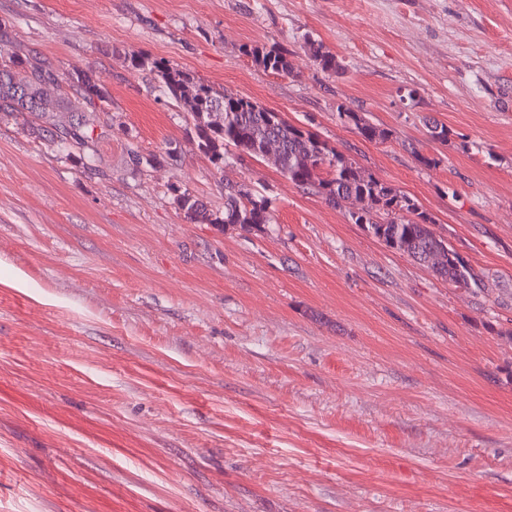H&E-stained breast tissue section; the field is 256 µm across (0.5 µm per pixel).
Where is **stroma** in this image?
I'll use <instances>...</instances> for the list:
<instances>
[{"label": "stroma", "mask_w": 512, "mask_h": 512, "mask_svg": "<svg viewBox=\"0 0 512 512\" xmlns=\"http://www.w3.org/2000/svg\"><path fill=\"white\" fill-rule=\"evenodd\" d=\"M0 23L10 51L110 95L93 173L0 120V512H512V0H0ZM133 53L351 155L483 288L268 161L216 168ZM340 103L389 139L341 125ZM229 181L272 198L265 232L174 202L223 211ZM303 50L308 58L324 72L330 75L341 74L342 65L337 60L336 55L328 51L322 42L308 38L304 42ZM242 52L244 55L251 57L252 61L262 67L264 71L278 76L290 77L295 75L294 63L288 57V52L286 51L275 49L267 51L244 45Z\"/></svg>", "instance_id": "stroma-1"}]
</instances>
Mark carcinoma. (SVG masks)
I'll return each mask as SVG.
<instances>
[{"label": "carcinoma", "instance_id": "cac0c4a2", "mask_svg": "<svg viewBox=\"0 0 512 512\" xmlns=\"http://www.w3.org/2000/svg\"><path fill=\"white\" fill-rule=\"evenodd\" d=\"M9 43L8 31L0 30V116L28 113L38 136L49 147L67 159L77 153L84 169L96 170L92 145L99 134L106 133L96 121V114L104 111L103 105L109 101L106 91L90 72L75 67L68 73L72 98L51 104L44 87L58 82L59 70L37 56L21 58L4 51ZM303 50L323 71L341 73L336 55L322 42L309 38ZM242 52L274 75H295L286 51L245 45ZM150 73L158 87L186 112L198 146L213 164L226 162V147L241 156L268 158L291 184L321 196L334 208L347 209L351 221L364 225L386 247L426 266L438 279L457 288L482 284L472 266L447 240L433 233L432 217L413 198L360 167L349 154L254 100L228 91L216 94L201 79L164 59L152 62ZM58 112H73L77 118L63 123L56 120ZM336 118L353 127L365 141L389 138L386 129L343 103L336 107ZM175 202L184 218L194 224H237L247 231L263 232L266 225L274 223L269 198L243 184L226 185L222 214L208 209L187 190L176 194Z\"/></svg>", "mask_w": 512, "mask_h": 512}]
</instances>
